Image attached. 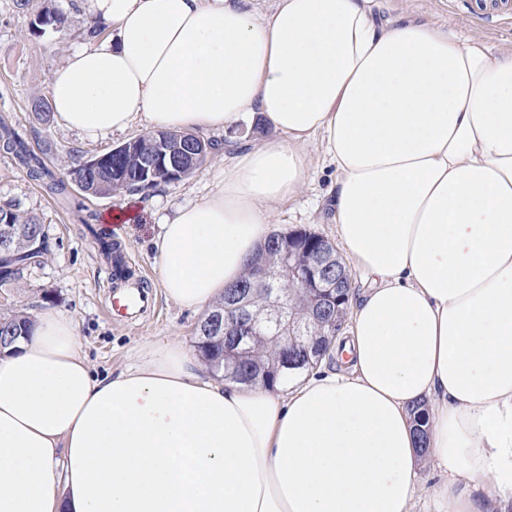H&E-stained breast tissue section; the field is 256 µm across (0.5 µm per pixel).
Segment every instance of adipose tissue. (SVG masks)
<instances>
[{
	"mask_svg": "<svg viewBox=\"0 0 512 512\" xmlns=\"http://www.w3.org/2000/svg\"><path fill=\"white\" fill-rule=\"evenodd\" d=\"M88 19L114 36L52 72L66 129L270 132L165 217L169 299L200 313L245 275L317 139L365 287L284 391L165 339L101 376L72 318L41 311L0 354V512H512V52L375 0H88Z\"/></svg>",
	"mask_w": 512,
	"mask_h": 512,
	"instance_id": "adipose-tissue-1",
	"label": "adipose tissue"
}]
</instances>
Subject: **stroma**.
Returning a JSON list of instances; mask_svg holds the SVG:
<instances>
[{
  "label": "stroma",
  "mask_w": 512,
  "mask_h": 512,
  "mask_svg": "<svg viewBox=\"0 0 512 512\" xmlns=\"http://www.w3.org/2000/svg\"><path fill=\"white\" fill-rule=\"evenodd\" d=\"M382 18L410 16L445 26L463 35L477 37L493 51L512 48V19L488 26L472 21L467 0H377ZM58 9L64 21L36 32L34 21L42 8ZM87 39L82 12L75 0H32L26 10L16 9L14 0H0V120L26 128L29 150L57 177L67 179L77 161L100 155L131 141L145 130L133 126L126 133L95 142L86 141L63 128L57 120L40 122L34 114L36 99H48L51 72L70 49ZM260 127L242 126L215 134L219 147L204 165L189 177L164 184L148 194L123 192L112 196H90L69 182L66 195L49 193L42 182L31 179L12 155L0 152V206H17L21 213L37 216L44 226L47 258L30 270L22 282L0 286V313L22 311L34 314L53 308L72 317L83 352L96 373L120 369L129 350L157 338L193 346L200 317L181 309L165 294H158L156 312L136 320H112L108 313V265L99 242L85 229L83 215L101 216L104 211L126 205L133 218L113 226L111 237L125 248L129 268L145 284L157 283L153 240L163 216L178 205L207 197L216 171L224 164L221 142H239L264 137ZM308 152L311 168L307 185L295 200L276 206L268 219L269 232L304 229L332 244H339L327 191L335 169L324 160L320 143Z\"/></svg>",
  "instance_id": "obj_1"
}]
</instances>
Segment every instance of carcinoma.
I'll use <instances>...</instances> for the list:
<instances>
[{
    "instance_id": "1",
    "label": "carcinoma",
    "mask_w": 512,
    "mask_h": 512,
    "mask_svg": "<svg viewBox=\"0 0 512 512\" xmlns=\"http://www.w3.org/2000/svg\"><path fill=\"white\" fill-rule=\"evenodd\" d=\"M215 147L213 140L193 133L156 131L134 139L131 150L122 148L116 154L110 151L102 154V162L96 172L88 171L90 162L95 160L92 156L79 162L72 169V174L74 179L83 182L84 192L91 196L149 191L171 182V178L157 166L160 157H165L166 165L181 168L184 176L188 177L201 166L198 155L206 157ZM0 148L24 165L31 177L47 180L51 192L61 194L66 190L65 180L55 177L41 164L36 155L28 150L25 138L17 129L6 124L0 126ZM2 222L13 226L9 248L14 260L9 268L0 270V285H6L21 280L31 266L42 264L45 233L36 217L22 215L10 208L0 207ZM272 239L273 235H268L255 258L263 260L269 270L277 273L283 271L286 258ZM279 287L288 289V316L305 326L308 352L299 353L293 347L287 348L272 339L275 331L260 322L263 316L261 309L267 304V297L253 290L252 276L249 275L224 291L226 296L238 290L249 293V309L252 316L258 319L249 337L236 349L234 355L224 357V341L212 336L207 322L208 317L224 311L225 299H219L196 328V347L215 370L225 372L239 383L261 381L272 388L279 383L277 376L288 374L287 370L281 368L283 361L293 356L300 357L297 369L301 372L318 363L328 344L336 339V329L332 325L335 315L316 319L312 316L313 299L299 292L297 283L282 277ZM32 326L31 317L23 312L0 315V336L11 337V342H4L0 347L6 349L18 339L30 336ZM414 418L419 448L423 449L426 447L428 427L425 410L415 408Z\"/></svg>"
}]
</instances>
